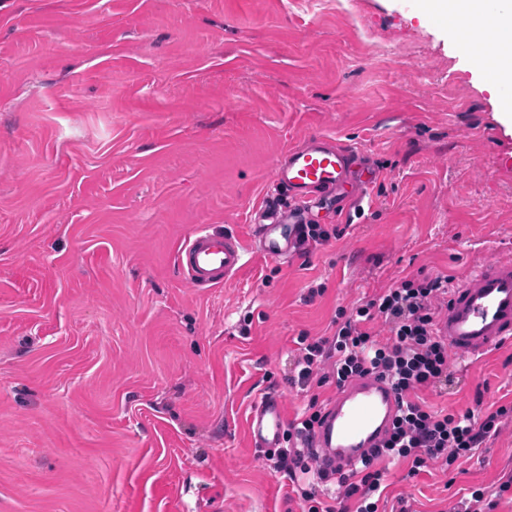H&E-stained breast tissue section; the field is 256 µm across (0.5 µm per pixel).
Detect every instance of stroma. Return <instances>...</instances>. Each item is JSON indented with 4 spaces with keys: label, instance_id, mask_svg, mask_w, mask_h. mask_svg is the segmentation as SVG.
<instances>
[{
    "label": "stroma",
    "instance_id": "obj_1",
    "mask_svg": "<svg viewBox=\"0 0 512 512\" xmlns=\"http://www.w3.org/2000/svg\"><path fill=\"white\" fill-rule=\"evenodd\" d=\"M328 136L372 186L320 201L290 261L252 250L288 148ZM249 260L194 288L189 236ZM512 260V120L417 0H0V512H302L248 441L331 386L289 384L301 336L403 278ZM424 399L512 407V342L450 357ZM385 497L451 512L512 475V414L459 469Z\"/></svg>",
    "mask_w": 512,
    "mask_h": 512
}]
</instances>
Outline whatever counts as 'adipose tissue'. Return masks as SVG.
Returning <instances> with one entry per match:
<instances>
[{
	"label": "adipose tissue",
	"mask_w": 512,
	"mask_h": 512,
	"mask_svg": "<svg viewBox=\"0 0 512 512\" xmlns=\"http://www.w3.org/2000/svg\"><path fill=\"white\" fill-rule=\"evenodd\" d=\"M424 10L440 18L449 31L463 33L465 22L483 23L489 43L479 66L500 94L502 113L512 112V56L500 48L512 44V0H422Z\"/></svg>",
	"instance_id": "adipose-tissue-1"
}]
</instances>
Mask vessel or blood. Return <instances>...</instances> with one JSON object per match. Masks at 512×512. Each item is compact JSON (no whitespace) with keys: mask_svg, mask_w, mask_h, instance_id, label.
<instances>
[{"mask_svg":"<svg viewBox=\"0 0 512 512\" xmlns=\"http://www.w3.org/2000/svg\"><path fill=\"white\" fill-rule=\"evenodd\" d=\"M351 185L353 201H362L368 185L354 169L349 148L319 136L289 148L277 161V191L253 226L257 249L271 259H288L296 250V224L317 198L331 197ZM247 262L242 240L233 232L196 230L178 254L179 267L195 288H211L236 275ZM438 335L455 355L472 360L512 339V261L495 260L471 271L448 291V303L436 319ZM398 409L397 395L385 381L366 376L347 383L328 401L312 446L320 460L351 470L362 454L380 443ZM286 424L278 397L256 402L247 424L257 448H277Z\"/></svg>","mask_w":512,"mask_h":512,"instance_id":"1","label":"vessel or blood"}]
</instances>
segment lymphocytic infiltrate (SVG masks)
I'll return each instance as SVG.
<instances>
[{"label":"lymphocytic infiltrate","mask_w":512,"mask_h":512,"mask_svg":"<svg viewBox=\"0 0 512 512\" xmlns=\"http://www.w3.org/2000/svg\"><path fill=\"white\" fill-rule=\"evenodd\" d=\"M451 283L447 275L404 279L350 314H339L333 336L301 337L299 385L331 383L339 388L374 375L389 381L400 403L382 446L349 473L321 467L308 446L320 410L304 412L289 424L285 447L271 450L268 459L275 472L290 480L302 512H379L373 496L384 481L381 461L407 463L411 477L426 468L445 473L498 433L501 418L512 411L507 406L443 413L418 396L448 381V345L435 332V318ZM330 482L336 484L337 495L328 503L318 489Z\"/></svg>","instance_id":"obj_1"}]
</instances>
